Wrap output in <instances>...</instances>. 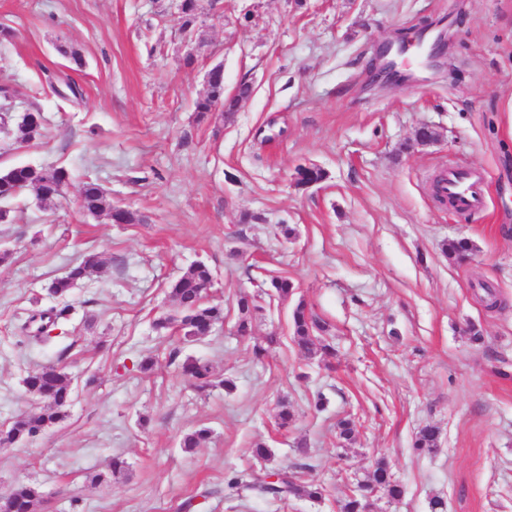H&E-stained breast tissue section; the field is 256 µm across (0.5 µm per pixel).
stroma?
Here are the masks:
<instances>
[{"label": "stroma", "mask_w": 512, "mask_h": 512, "mask_svg": "<svg viewBox=\"0 0 512 512\" xmlns=\"http://www.w3.org/2000/svg\"><path fill=\"white\" fill-rule=\"evenodd\" d=\"M177 18L175 0H0V26L15 31L0 39V86L49 121L23 146L0 128V170L70 173L57 205L26 190L0 224V427L35 412L28 371L61 362L75 379L63 423L0 448V496L25 482L45 494L37 512H177L190 497L195 512H339L382 457L404 495H375L371 512H432L436 499L445 512H512V0H201L190 65ZM432 22L450 36L442 72L426 75L412 46L396 62L414 83L371 84L378 45ZM217 65L226 93L243 80L253 93L232 118H201ZM49 73L82 99L56 95ZM424 125L438 138L420 146ZM455 162L484 175L480 212L436 205L431 179ZM301 165L325 180L296 186ZM90 177L139 223L82 212ZM244 211L255 221L241 223ZM456 238L473 245L468 263L444 252ZM84 251L107 264L73 289L67 319L47 341L22 335L29 314L58 306L46 286ZM199 261L215 273L223 324L200 342L158 335L170 284ZM276 275L292 294L262 300L238 335L237 295ZM483 283L498 309L477 299ZM301 301L328 322L332 363L294 343ZM270 335L277 344L256 360ZM190 357L211 364L217 386L193 390ZM346 417L349 443L336 429ZM430 423L437 446L417 453ZM199 428L208 440L181 448ZM259 443L268 459L253 457ZM295 464L325 499L224 487L240 470Z\"/></svg>", "instance_id": "1"}]
</instances>
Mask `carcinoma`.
I'll return each mask as SVG.
<instances>
[{
  "label": "carcinoma",
  "mask_w": 512,
  "mask_h": 512,
  "mask_svg": "<svg viewBox=\"0 0 512 512\" xmlns=\"http://www.w3.org/2000/svg\"><path fill=\"white\" fill-rule=\"evenodd\" d=\"M224 95V74H214L210 87L196 101L195 112L202 116L208 113L213 96ZM0 124L7 127L15 124V139L18 144H26L44 136L45 127L40 120V112H28L14 118L12 100L9 95L0 96ZM325 173L322 169L311 166L297 169L296 184L305 186L310 181H322ZM70 180L68 170L59 167L50 170L32 166H16L0 171V183L8 186L10 197L31 189L36 193L40 203L50 205L60 199L61 189ZM81 210L93 216H103L111 224H132L136 221L134 214L112 203L109 193L96 181H85L81 192ZM446 251L448 258L457 264L468 262L472 255V247L465 238L448 241ZM103 265L101 256L93 251L86 252L81 261L71 266L64 275L54 278L48 284L51 295L65 299L74 286L89 278ZM214 285L212 269L203 262L191 265L170 286L169 298L175 305L172 314L164 315L153 323L158 332L173 329L182 333L187 342L202 340L210 335L216 325L224 322V308L213 305L209 301L208 289ZM270 297L287 298L294 288L286 276H273L270 279ZM238 312L237 332L249 334L250 317L257 309L256 298L242 294L236 299ZM293 340L298 347L307 353H318L322 360L328 362L336 357L335 346L324 342L323 334L327 324L309 312L304 302L300 301L291 312ZM182 374L192 380L196 387L204 390L214 385V374L209 363L199 359H187L181 366ZM27 392L40 404V410L32 415L13 421L9 426L0 429V447L7 448L17 442L34 437L58 424L66 418L65 408L72 398L73 378L62 364L50 365L27 373L23 379ZM439 431L434 425L424 426L416 435L413 448L418 451H430L436 447ZM281 476L276 483L258 480L246 471H241L227 481L231 489H248L264 499L286 500L290 497H306L319 501L325 496L324 487L300 475L296 468L277 469ZM381 490L388 497L397 499L403 495L402 486L391 481V476L384 461H379L372 472L370 481L359 486L341 504L340 512H368V493ZM42 493L38 486L29 483H18L12 488L10 504L12 512H34L35 503Z\"/></svg>",
  "instance_id": "carcinoma-1"
}]
</instances>
